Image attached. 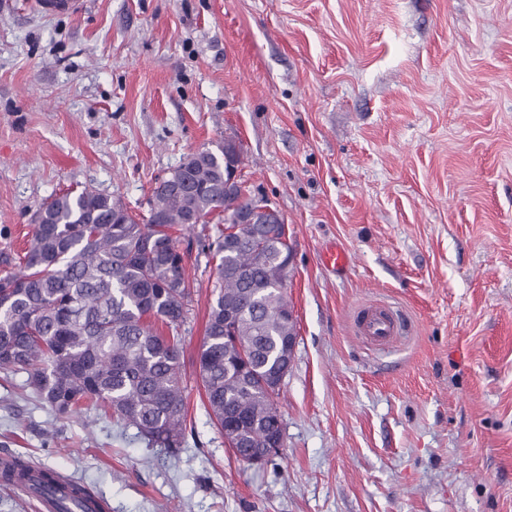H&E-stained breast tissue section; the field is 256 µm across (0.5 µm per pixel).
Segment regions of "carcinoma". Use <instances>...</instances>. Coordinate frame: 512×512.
<instances>
[{
	"label": "carcinoma",
	"instance_id": "carcinoma-1",
	"mask_svg": "<svg viewBox=\"0 0 512 512\" xmlns=\"http://www.w3.org/2000/svg\"><path fill=\"white\" fill-rule=\"evenodd\" d=\"M226 144L189 154L152 189L155 223L121 199L83 190L38 206L24 255L0 264V369H23L26 385L61 418L112 412L152 446L176 454L187 432L183 354L170 330L186 320L192 284L191 246L177 228L193 213L209 218L215 294L195 359L210 417L219 429L235 421L232 451L246 462L270 447L280 413L273 380L290 368L296 322L284 293L290 245L286 224L239 228L224 222ZM51 468L24 459L0 472L7 486L47 495L59 486ZM88 488L73 484L59 512H91Z\"/></svg>",
	"mask_w": 512,
	"mask_h": 512
}]
</instances>
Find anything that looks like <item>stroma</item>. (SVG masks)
Instances as JSON below:
<instances>
[{"instance_id":"stroma-1","label":"stroma","mask_w":512,"mask_h":512,"mask_svg":"<svg viewBox=\"0 0 512 512\" xmlns=\"http://www.w3.org/2000/svg\"><path fill=\"white\" fill-rule=\"evenodd\" d=\"M226 139L284 217L297 319L281 452L239 461L187 371L181 452L112 416L64 419L0 371V453L111 512H512V0H0V252L37 206L93 188L147 208ZM344 247L347 269L323 266ZM214 264L179 331L201 346ZM397 306L379 351L353 311ZM37 9L45 16L77 13L87 0H36Z\"/></svg>"}]
</instances>
